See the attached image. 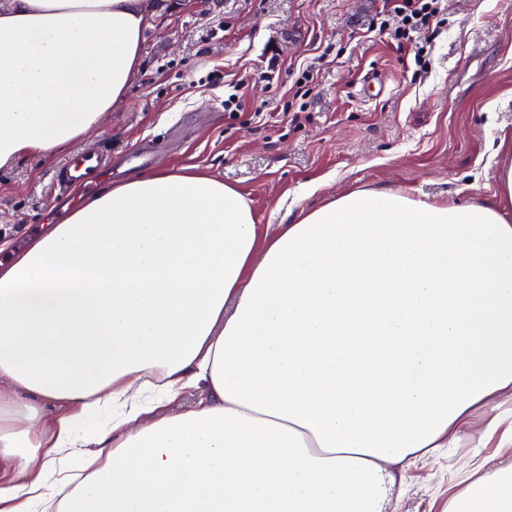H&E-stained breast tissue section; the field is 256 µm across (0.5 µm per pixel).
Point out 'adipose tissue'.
Here are the masks:
<instances>
[{"label": "adipose tissue", "instance_id": "ef3b65f1", "mask_svg": "<svg viewBox=\"0 0 512 512\" xmlns=\"http://www.w3.org/2000/svg\"><path fill=\"white\" fill-rule=\"evenodd\" d=\"M146 22L0 0V167L96 130ZM506 199L511 156L492 199L354 191L264 240L205 173L103 188L0 268V512H386L394 465L512 407ZM448 512H512V469Z\"/></svg>", "mask_w": 512, "mask_h": 512}]
</instances>
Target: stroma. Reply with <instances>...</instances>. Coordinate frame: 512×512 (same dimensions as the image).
Listing matches in <instances>:
<instances>
[{
  "label": "stroma",
  "instance_id": "35a3bbf8",
  "mask_svg": "<svg viewBox=\"0 0 512 512\" xmlns=\"http://www.w3.org/2000/svg\"><path fill=\"white\" fill-rule=\"evenodd\" d=\"M142 61L126 99L56 158L0 167V242L7 260L63 214L53 175L83 146L112 155L99 185L139 175L131 160L158 145L152 171L194 166L235 186L262 235L348 192L404 189L465 205L492 196L512 153V0H448L427 38L430 65L374 31L383 0H147ZM325 54L303 81L310 58ZM251 78L238 110L229 84ZM374 75L362 90L365 75ZM268 109L256 113L255 108ZM512 466L495 442L440 448L397 472L391 512H448L463 468Z\"/></svg>",
  "mask_w": 512,
  "mask_h": 512
}]
</instances>
